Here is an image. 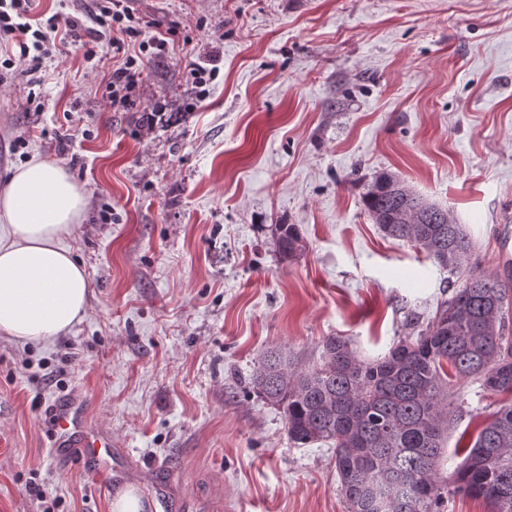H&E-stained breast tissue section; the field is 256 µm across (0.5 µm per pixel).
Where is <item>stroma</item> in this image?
<instances>
[{"label": "stroma", "mask_w": 512, "mask_h": 512, "mask_svg": "<svg viewBox=\"0 0 512 512\" xmlns=\"http://www.w3.org/2000/svg\"><path fill=\"white\" fill-rule=\"evenodd\" d=\"M166 34L140 103L102 107L112 47L4 71L0 188L33 158L84 190L66 243L91 289L54 344L0 338V512H347L330 444L301 445L282 411L240 383L269 350L312 369L322 341L384 355L426 325L449 273L385 237L362 204L390 173L448 209L481 270L501 269L512 213V0H134ZM219 74L198 94L185 57ZM166 105L150 118L153 102ZM302 248L283 259L276 225ZM91 402L112 434L117 490L53 465L48 408ZM443 472L502 398L479 381Z\"/></svg>", "instance_id": "stroma-1"}]
</instances>
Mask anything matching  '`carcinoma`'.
<instances>
[{"mask_svg": "<svg viewBox=\"0 0 512 512\" xmlns=\"http://www.w3.org/2000/svg\"><path fill=\"white\" fill-rule=\"evenodd\" d=\"M363 204L385 236L413 243L448 272L478 267L461 225L396 177L378 176ZM276 231L281 255L293 257L296 226ZM511 310V274L473 273L417 335L383 357L365 362L348 339L329 336L312 370H294L272 349L244 388L282 409L294 442L333 445L348 512H440L450 484L492 512H512V401L482 425L451 478L441 468L448 429L461 413L455 387L474 378L512 396Z\"/></svg>", "mask_w": 512, "mask_h": 512, "instance_id": "cac0c4a2", "label": "carcinoma"}]
</instances>
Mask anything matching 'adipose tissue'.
<instances>
[{"label":"adipose tissue","mask_w":512,"mask_h":512,"mask_svg":"<svg viewBox=\"0 0 512 512\" xmlns=\"http://www.w3.org/2000/svg\"><path fill=\"white\" fill-rule=\"evenodd\" d=\"M86 197L61 165L33 159L0 189V335L50 344L87 312L89 280L64 241Z\"/></svg>","instance_id":"obj_1"}]
</instances>
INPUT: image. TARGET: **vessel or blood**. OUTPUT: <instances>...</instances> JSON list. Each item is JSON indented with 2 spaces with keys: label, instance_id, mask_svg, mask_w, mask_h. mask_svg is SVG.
I'll return each mask as SVG.
<instances>
[{
  "label": "vessel or blood",
  "instance_id": "vessel-or-blood-1",
  "mask_svg": "<svg viewBox=\"0 0 512 512\" xmlns=\"http://www.w3.org/2000/svg\"><path fill=\"white\" fill-rule=\"evenodd\" d=\"M89 402L79 395L56 399L49 407L54 457L72 453L86 459L94 475L112 483L114 467L112 457L116 444L99 425L91 423Z\"/></svg>",
  "mask_w": 512,
  "mask_h": 512
}]
</instances>
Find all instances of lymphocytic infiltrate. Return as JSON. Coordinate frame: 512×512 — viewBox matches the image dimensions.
Segmentation results:
<instances>
[{
    "instance_id": "lymphocytic-infiltrate-1",
    "label": "lymphocytic infiltrate",
    "mask_w": 512,
    "mask_h": 512,
    "mask_svg": "<svg viewBox=\"0 0 512 512\" xmlns=\"http://www.w3.org/2000/svg\"><path fill=\"white\" fill-rule=\"evenodd\" d=\"M32 2L0 0V67L13 68L15 61L20 60L31 73L51 54L56 55L59 62H68L74 46L81 49L86 63L95 64L97 40L86 41L81 36L87 24H95L107 35L113 54L120 57L110 76L105 98L110 108L117 109L131 105L146 65L166 52V38L141 39V19L128 0H95V8L86 20L54 14L35 23L29 17Z\"/></svg>"
}]
</instances>
